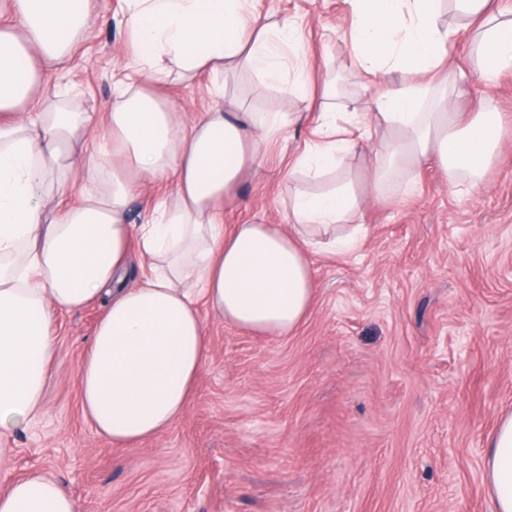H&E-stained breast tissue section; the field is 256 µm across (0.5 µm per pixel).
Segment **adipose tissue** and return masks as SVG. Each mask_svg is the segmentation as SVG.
<instances>
[{"label": "adipose tissue", "instance_id": "1", "mask_svg": "<svg viewBox=\"0 0 512 512\" xmlns=\"http://www.w3.org/2000/svg\"><path fill=\"white\" fill-rule=\"evenodd\" d=\"M476 24L471 43L485 87L512 72V18L490 14V0H348L345 39L361 73L407 74L382 91L376 109L345 127L321 109L318 143L293 173L329 186L295 190L291 221L258 217L224 226V206L261 163L267 138L293 123L259 112L249 124L227 116L224 89L189 121L155 89L167 59L186 77L251 72L290 82L306 95L304 48L296 22H268L262 0H129L134 73L117 84L110 132L117 165L77 154L90 113L59 100L42 111L45 67L64 61L90 28L92 0H0V437L43 409L56 356L55 315L100 295V316L77 375L81 406L97 434L132 448L167 431L185 412L205 362V314L241 331L282 338L313 301L310 252L362 204L379 199L388 173L438 161L449 187L461 174L482 179L500 142L498 113L456 111L466 93L450 81L437 95L432 75L448 71L454 34L438 23L445 2ZM368 149L365 191L337 178ZM173 182L142 224L129 206L144 176ZM85 188L68 201L64 188ZM148 264L135 285L119 278L129 245ZM485 468L493 512H512V415L490 437ZM0 512H77L47 473L32 472L0 493Z\"/></svg>", "mask_w": 512, "mask_h": 512}]
</instances>
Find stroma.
<instances>
[{
	"mask_svg": "<svg viewBox=\"0 0 512 512\" xmlns=\"http://www.w3.org/2000/svg\"><path fill=\"white\" fill-rule=\"evenodd\" d=\"M98 19L64 71L44 75L53 105L64 76L70 105L95 116L90 149L111 159L115 76L132 64L124 0H95ZM267 14L302 17L306 79L337 113L370 111L401 82L359 73L343 40L345 0H267ZM451 54L469 74L462 112H496L499 148L482 186L450 189L437 165L393 178L354 216L350 257L310 255L314 304L293 335L269 339L206 317L209 352L182 418L133 448L100 438L83 414L76 374L107 297L57 315V357L44 412L0 439V492L32 470L54 475L80 512H492L488 438L512 413V73L486 89L474 75L466 20ZM224 83L249 112H298L224 208L225 224L262 215L288 221L291 158L317 110L288 85L249 72L182 79L175 64L156 88L192 119Z\"/></svg>",
	"mask_w": 512,
	"mask_h": 512,
	"instance_id": "stroma-1",
	"label": "stroma"
}]
</instances>
